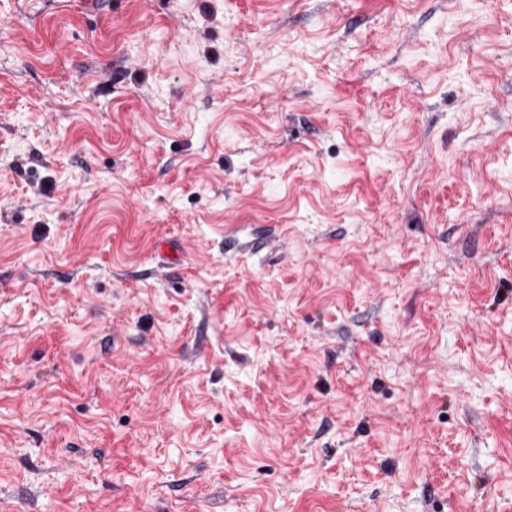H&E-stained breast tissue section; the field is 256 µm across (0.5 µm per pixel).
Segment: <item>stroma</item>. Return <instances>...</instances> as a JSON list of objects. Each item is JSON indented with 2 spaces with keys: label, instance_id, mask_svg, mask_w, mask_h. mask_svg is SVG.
Returning a JSON list of instances; mask_svg holds the SVG:
<instances>
[{
  "label": "stroma",
  "instance_id": "stroma-1",
  "mask_svg": "<svg viewBox=\"0 0 512 512\" xmlns=\"http://www.w3.org/2000/svg\"><path fill=\"white\" fill-rule=\"evenodd\" d=\"M0 512H512V0H0Z\"/></svg>",
  "mask_w": 512,
  "mask_h": 512
}]
</instances>
